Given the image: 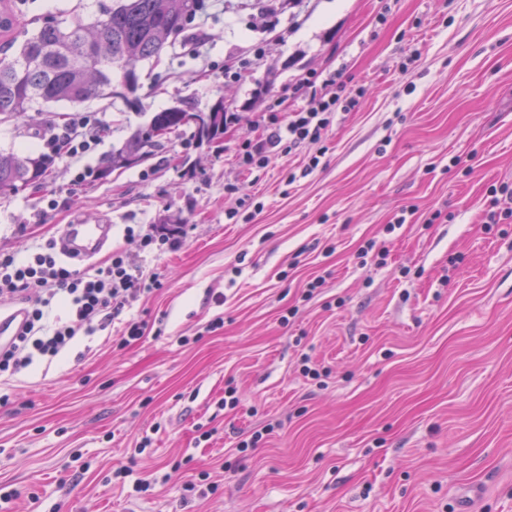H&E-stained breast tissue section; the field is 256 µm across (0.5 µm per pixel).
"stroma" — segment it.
Masks as SVG:
<instances>
[{"label": "stroma", "instance_id": "obj_1", "mask_svg": "<svg viewBox=\"0 0 512 512\" xmlns=\"http://www.w3.org/2000/svg\"><path fill=\"white\" fill-rule=\"evenodd\" d=\"M206 3L186 42L137 63L128 98L54 104L105 123L95 152L0 194V250L101 222L112 241L93 265L121 252L161 282L52 361L0 375L9 512H512V224L484 222L488 186L512 183V0ZM334 71L358 105L318 142L240 168L263 121L303 106L293 85L312 73L323 95ZM219 99L233 115L220 138L173 134L71 186L156 113ZM51 130L0 122V151L39 155ZM52 197L64 207L35 222ZM171 215L178 251L127 234ZM369 239L385 261L359 258ZM132 318L147 336L121 345ZM305 355L327 376H305ZM121 469L169 480L132 497ZM203 480L207 499L186 491Z\"/></svg>", "mask_w": 512, "mask_h": 512}]
</instances>
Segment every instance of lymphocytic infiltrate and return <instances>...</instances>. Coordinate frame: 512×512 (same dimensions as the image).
Masks as SVG:
<instances>
[{
    "label": "lymphocytic infiltrate",
    "instance_id": "obj_1",
    "mask_svg": "<svg viewBox=\"0 0 512 512\" xmlns=\"http://www.w3.org/2000/svg\"><path fill=\"white\" fill-rule=\"evenodd\" d=\"M324 84L332 89L329 97L310 98L285 120L270 119L261 138L240 148L244 168L266 167L279 152L318 141L338 104L349 109L356 106V99L344 102L335 93L338 74H330ZM104 130L98 119L78 118L45 139L44 156L52 162L63 153H88L100 144ZM159 285L157 277L134 273L128 258L120 253L113 254L106 266L90 272L61 259L51 239L21 262L13 253L1 251L0 305L23 300L25 321L13 341L0 346V374L18 372L38 358L57 357L77 336L106 329L126 305ZM59 303L68 307L69 320L47 324L50 310Z\"/></svg>",
    "mask_w": 512,
    "mask_h": 512
}]
</instances>
